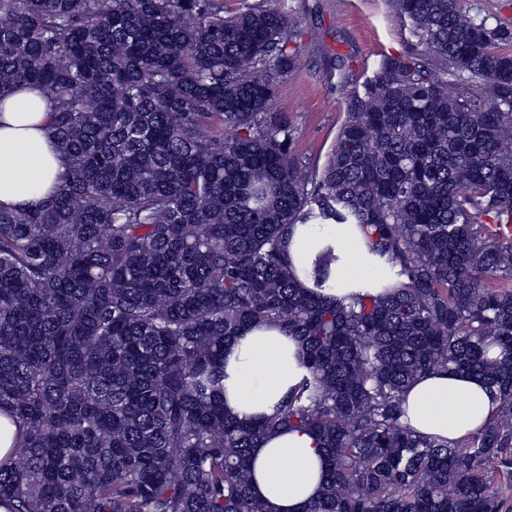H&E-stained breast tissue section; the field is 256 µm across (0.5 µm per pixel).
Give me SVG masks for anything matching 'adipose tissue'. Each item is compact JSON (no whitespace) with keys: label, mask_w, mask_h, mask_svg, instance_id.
<instances>
[{"label":"adipose tissue","mask_w":512,"mask_h":512,"mask_svg":"<svg viewBox=\"0 0 512 512\" xmlns=\"http://www.w3.org/2000/svg\"><path fill=\"white\" fill-rule=\"evenodd\" d=\"M50 114L37 93L20 92L0 106V205L34 207L56 184L58 159L48 134ZM333 247L349 282L374 278L358 231L341 224L297 225L288 250L303 284L318 254ZM303 367L286 329L258 326L224 352V406L241 419L271 413ZM497 403L473 375L436 372L406 391L401 421L448 442L467 439L490 420ZM325 455L316 435L286 426L251 451L253 482L276 512H305L322 489Z\"/></svg>","instance_id":"adipose-tissue-1"}]
</instances>
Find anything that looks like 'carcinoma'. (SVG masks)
Here are the masks:
<instances>
[{"instance_id":"cac0c4a2","label":"carcinoma","mask_w":512,"mask_h":512,"mask_svg":"<svg viewBox=\"0 0 512 512\" xmlns=\"http://www.w3.org/2000/svg\"><path fill=\"white\" fill-rule=\"evenodd\" d=\"M423 41L347 102L320 170L279 84L296 24L272 0H0V105L38 91L59 151L34 209L0 206L7 512H274L252 448L288 424L327 456L306 512H502L512 478V28L458 0H388ZM477 97L452 88L474 81ZM298 224H346L380 275L305 287ZM295 337L308 375L271 415L224 409V348ZM481 377L468 439L400 422L428 373Z\"/></svg>"}]
</instances>
